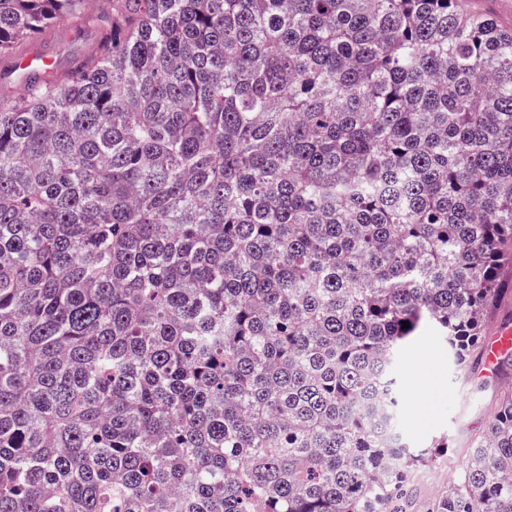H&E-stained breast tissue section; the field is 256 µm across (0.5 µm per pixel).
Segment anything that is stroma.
Wrapping results in <instances>:
<instances>
[{
  "mask_svg": "<svg viewBox=\"0 0 512 512\" xmlns=\"http://www.w3.org/2000/svg\"><path fill=\"white\" fill-rule=\"evenodd\" d=\"M110 15L104 4L83 9L80 19L65 18L19 41L0 56V100L20 96L23 80L20 58H53L56 74H64L77 61L94 54L108 31ZM480 357L467 370H459L447 349L430 334H422L404 351L397 368L400 388L401 429L416 448L429 447L433 439L448 440L437 464L418 471L412 484L408 512H431V505L464 467L466 440L484 430L497 407L507 380H484Z\"/></svg>",
  "mask_w": 512,
  "mask_h": 512,
  "instance_id": "obj_1",
  "label": "stroma"
}]
</instances>
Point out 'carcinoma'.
<instances>
[{
  "label": "carcinoma",
  "instance_id": "obj_1",
  "mask_svg": "<svg viewBox=\"0 0 512 512\" xmlns=\"http://www.w3.org/2000/svg\"><path fill=\"white\" fill-rule=\"evenodd\" d=\"M83 0H0V52ZM0 101V512H406L399 355L512 263V28L464 0H108ZM409 327L402 328V322ZM432 512H512V391Z\"/></svg>",
  "mask_w": 512,
  "mask_h": 512
}]
</instances>
